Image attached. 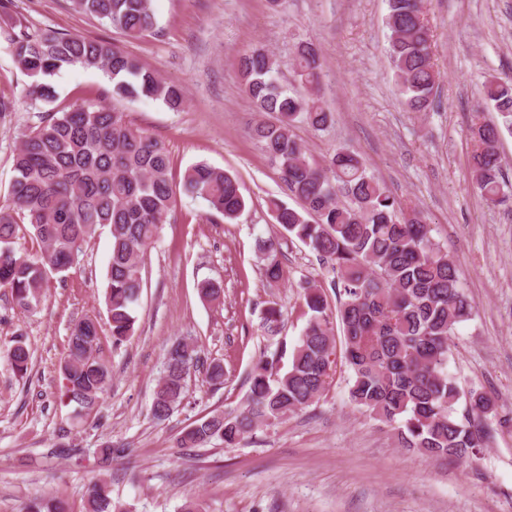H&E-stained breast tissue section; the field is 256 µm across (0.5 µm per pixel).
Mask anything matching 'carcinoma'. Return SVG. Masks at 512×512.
I'll list each match as a JSON object with an SVG mask.
<instances>
[{
	"label": "carcinoma",
	"mask_w": 512,
	"mask_h": 512,
	"mask_svg": "<svg viewBox=\"0 0 512 512\" xmlns=\"http://www.w3.org/2000/svg\"><path fill=\"white\" fill-rule=\"evenodd\" d=\"M77 11L136 40L155 27L152 0H74ZM386 26L393 76L410 112H426L435 101L438 72L432 62V31L422 0H388ZM15 62L34 79L32 94L50 101L52 78L65 66L102 71L114 99L149 98L178 111L183 90L144 68L111 43L47 30L31 35L9 25L3 29ZM280 65L263 47L244 51L238 74L259 121L253 136L277 164L288 192L300 208L273 198L269 210L282 236L308 246L326 271L336 295L328 307L324 286L299 283L308 320L287 366L286 343L258 359L244 407L216 411L193 424L176 440L181 449L202 448L213 440L237 447L255 431L283 422L311 406L339 374L348 375L349 397L357 407L396 431L397 447L431 457L474 462L487 446L495 416L493 400L466 391L448 374L450 336L472 316L461 291L458 262L432 236L421 210L401 204L367 171L361 155L339 148L322 161L309 158L292 128L301 120L315 129L333 122L318 94L319 50L303 44L292 61L301 90L279 82ZM483 99L502 124L471 114L472 184L488 203L503 192L497 151L502 130L512 132V76L488 80ZM9 185L12 207L0 208V289L22 309L46 297L48 272L63 273L79 263L85 243L98 229L111 240L104 292L112 343L135 331V305L142 269L159 225L166 222L175 192L165 146L134 126L122 112L101 103H83L54 112L24 136L13 159ZM182 192L203 200L224 222L235 221L246 207L237 178L206 163L189 167ZM340 193L351 204L338 203ZM30 225L40 243L33 256L13 248L19 224ZM265 279L277 284L286 270L275 258V240L258 244ZM283 314L273 303L263 310L262 325L280 333ZM99 323L85 316L70 327L68 354L60 364L63 395L91 412L110 381L97 356ZM13 370L25 376L32 354L21 338L7 350ZM197 345L179 339L168 349L163 375L153 394L151 416L166 420L182 403L186 376L198 369ZM126 449L107 441L95 450L100 477L87 489L84 512H131L112 500L107 470ZM21 512H68L62 499L33 498Z\"/></svg>",
	"instance_id": "obj_1"
}]
</instances>
